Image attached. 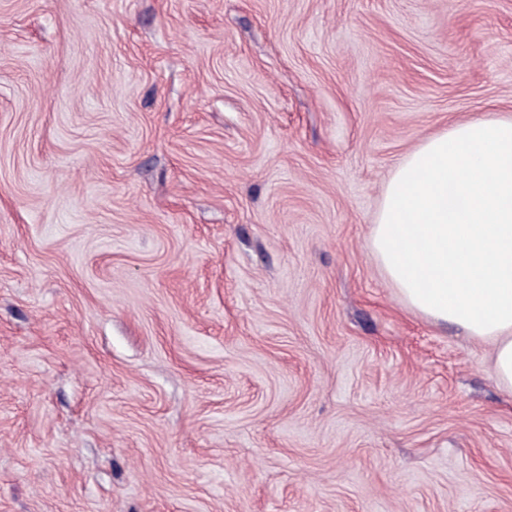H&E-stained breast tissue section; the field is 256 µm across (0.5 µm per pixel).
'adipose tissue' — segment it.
Segmentation results:
<instances>
[{
    "label": "adipose tissue",
    "instance_id": "1",
    "mask_svg": "<svg viewBox=\"0 0 512 512\" xmlns=\"http://www.w3.org/2000/svg\"><path fill=\"white\" fill-rule=\"evenodd\" d=\"M370 246L412 309L491 343L512 391V118L449 123L407 155Z\"/></svg>",
    "mask_w": 512,
    "mask_h": 512
}]
</instances>
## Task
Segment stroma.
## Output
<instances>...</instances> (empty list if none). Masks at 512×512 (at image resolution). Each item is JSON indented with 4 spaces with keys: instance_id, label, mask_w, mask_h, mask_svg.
<instances>
[{
    "instance_id": "35a3bbf8",
    "label": "stroma",
    "mask_w": 512,
    "mask_h": 512,
    "mask_svg": "<svg viewBox=\"0 0 512 512\" xmlns=\"http://www.w3.org/2000/svg\"><path fill=\"white\" fill-rule=\"evenodd\" d=\"M512 116V0H0V512H512L492 346L370 248Z\"/></svg>"
}]
</instances>
